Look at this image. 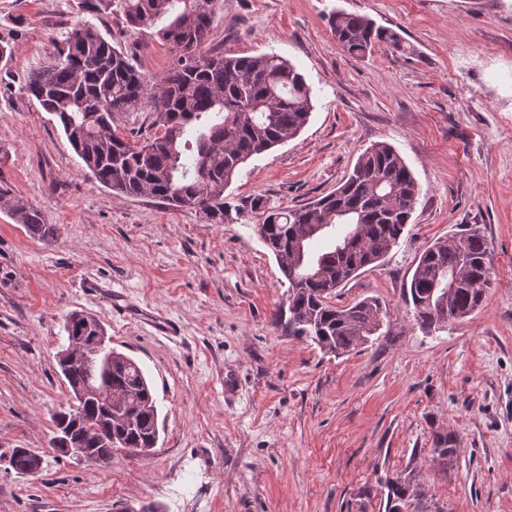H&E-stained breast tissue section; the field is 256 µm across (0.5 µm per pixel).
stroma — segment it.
<instances>
[{
  "instance_id": "stroma-1",
  "label": "stroma",
  "mask_w": 512,
  "mask_h": 512,
  "mask_svg": "<svg viewBox=\"0 0 512 512\" xmlns=\"http://www.w3.org/2000/svg\"><path fill=\"white\" fill-rule=\"evenodd\" d=\"M75 3L0 0V41L13 48L0 68V178L56 228L31 238L0 205V454L42 458L34 474L0 468V512H387L389 483L410 469L440 512H512V0L217 4L211 48L281 55L314 105L297 136L240 168L230 204L312 201L379 142L420 187L398 244L334 293L336 305L373 297L386 312L379 336L340 356L275 322L288 285L253 223L113 194L24 92L79 22ZM338 9L394 29L409 52L351 57L329 24ZM94 24L148 78L171 67L157 28L119 13ZM469 228L490 247L486 301L425 334L404 290L427 246ZM74 311L99 318L147 374L159 413L150 451L90 463L53 449ZM446 431L455 451L441 464L431 449Z\"/></svg>"
}]
</instances>
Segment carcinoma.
<instances>
[{
  "mask_svg": "<svg viewBox=\"0 0 512 512\" xmlns=\"http://www.w3.org/2000/svg\"><path fill=\"white\" fill-rule=\"evenodd\" d=\"M217 0H79L96 16L120 12L133 28L159 30L178 56L165 76L151 80L97 27L79 22L53 61L30 74L24 90L54 117L93 177L127 197L151 196L173 208H192L212 224L256 220V232L275 255L288 282V331L320 349L342 355L365 344L382 326V307L365 298L338 307L332 294L358 272L386 257L412 217L419 185L396 149L380 142L367 148L352 173L330 194L299 208H273L257 195L237 206L224 192L251 158L296 136L314 109L312 89L290 61L275 53L213 55L207 40ZM331 29L347 54L364 58L379 43L405 50L401 35L365 15L338 12ZM153 103V135L118 125V117ZM11 214L40 240L54 237L40 210L19 200ZM490 247L470 228L439 239L421 254L405 292L414 319L426 333L446 327L435 317L429 291L448 277L458 286L448 301V321H459L484 302L491 285ZM107 358L76 361L62 375L74 392L87 382L120 396L107 403L86 397L72 437L87 448L119 444L132 452L158 441V413L139 364L112 350ZM452 433L435 435L433 455L453 454ZM7 469L35 473L42 459L14 448ZM422 483L411 470L389 485L388 512L400 505L426 512Z\"/></svg>",
  "mask_w": 512,
  "mask_h": 512,
  "instance_id": "cac0c4a2",
  "label": "carcinoma"
}]
</instances>
